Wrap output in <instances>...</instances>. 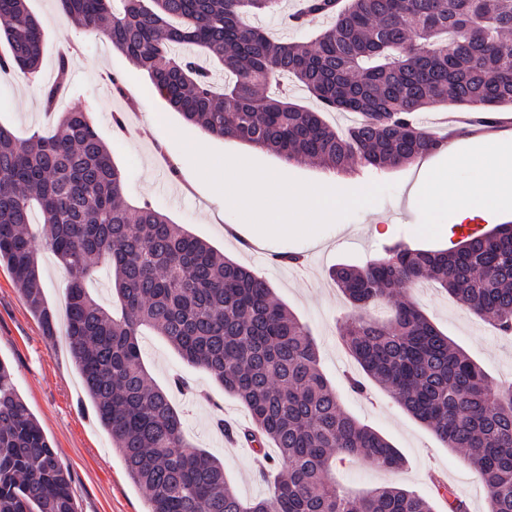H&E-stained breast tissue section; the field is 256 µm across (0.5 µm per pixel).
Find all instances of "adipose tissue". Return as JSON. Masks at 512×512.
I'll list each match as a JSON object with an SVG mask.
<instances>
[{
    "label": "adipose tissue",
    "instance_id": "ef3b65f1",
    "mask_svg": "<svg viewBox=\"0 0 512 512\" xmlns=\"http://www.w3.org/2000/svg\"><path fill=\"white\" fill-rule=\"evenodd\" d=\"M461 166L468 170L463 181L457 177ZM223 194L233 199L240 213L259 220L271 235L301 230L305 217L326 218L344 205L366 201L364 193L341 186L328 193L307 187L285 192L272 178L242 164L225 174ZM417 194L424 209L448 213L458 224L484 213L489 203H512V138L479 140L463 159L449 151L447 168L426 173Z\"/></svg>",
    "mask_w": 512,
    "mask_h": 512
}]
</instances>
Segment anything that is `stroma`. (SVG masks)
<instances>
[{"instance_id": "35a3bbf8", "label": "stroma", "mask_w": 512, "mask_h": 512, "mask_svg": "<svg viewBox=\"0 0 512 512\" xmlns=\"http://www.w3.org/2000/svg\"><path fill=\"white\" fill-rule=\"evenodd\" d=\"M27 4L50 43L40 63V78L53 76L60 41L78 42L80 52L71 75L73 88L63 97L61 107L91 106L93 125L125 174L128 204L152 201L172 222L267 278L280 302L310 327L322 370L344 409L383 435L404 458L403 466L392 472L359 459L337 463V483L356 493L394 485L431 498L435 483L441 482L461 490L468 512H488L486 490L461 456L411 417L383 386L370 383L368 394L362 396L347 391L345 378L357 366L343 350L337 332L353 309L328 275L342 262L367 264L381 256L384 245L393 242L447 248L458 240L460 234L454 232L447 215L432 217L412 197L422 171L446 168V155L438 152L383 172L357 169L345 180L367 190L366 206L348 208L338 220L313 223L303 233L266 235L261 225L244 222L230 205L214 199L212 187L222 182L225 166L242 161L284 185L323 189L334 181V172L310 162L288 163L272 153L208 135L155 97L147 73L124 54L104 40L78 32L62 15L56 0H27ZM111 73L124 75L133 95L150 100L149 111L141 115L140 140L118 138L112 133L115 103L104 95ZM27 86V81L14 74L0 73V124L21 138L51 129L38 99L27 97ZM201 141L207 145L210 160L205 172L194 151ZM158 142L167 144L180 158V179H170L158 163L154 148ZM288 251L304 255L305 270L275 261V254ZM38 263L45 300L56 315L55 332L45 336L10 271L0 266V360L9 366L20 395L69 468L77 512H146L145 496L129 478L111 438L99 425L69 351L68 274L50 251L40 250ZM410 297L488 373L493 384L512 383V337L499 335L487 320L434 285L413 289ZM140 346L153 383L164 388L172 377L180 375L196 389L192 395H172L187 441L223 462L229 482L242 498L265 496L268 482L258 476L254 454L225 441L213 425L214 414L219 411L226 422L247 427V408L203 369L182 360L163 337L145 332Z\"/></svg>"}]
</instances>
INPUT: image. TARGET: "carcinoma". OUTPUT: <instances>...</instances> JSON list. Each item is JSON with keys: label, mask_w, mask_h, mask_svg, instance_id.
I'll list each match as a JSON object with an SVG mask.
<instances>
[{"label": "carcinoma", "mask_w": 512, "mask_h": 512, "mask_svg": "<svg viewBox=\"0 0 512 512\" xmlns=\"http://www.w3.org/2000/svg\"><path fill=\"white\" fill-rule=\"evenodd\" d=\"M75 29L147 71L158 95L211 136L348 172L408 165L445 147L422 124L433 103L492 124L512 106V0H305L297 25L324 22L309 42L275 41L252 19L280 0H56ZM7 49L0 72L33 81L48 48L26 0H0ZM73 60L57 51L40 104L53 133L17 139L0 124V263L53 335L37 242L69 273L67 340L97 420L147 512H435L404 489H339L333 463L362 457L392 471L403 458L341 406L308 328L254 270L171 222L151 201L131 206L124 177L87 107L60 110ZM289 79L315 111L270 92ZM127 99L123 76L108 77ZM322 110L358 121L341 133ZM106 262L120 310L87 285ZM329 276L354 314L345 351L403 409L456 450L486 489L489 512H512V385L486 372L403 294L435 284L512 336V222L445 249L396 242L363 267ZM387 305L388 320L371 310ZM163 336L249 410L236 433L259 463L288 476L265 497L236 494L224 465L184 441L167 391L142 361L139 337ZM277 448V460L265 448ZM0 512H77L69 469L0 360Z\"/></svg>", "instance_id": "carcinoma-1"}]
</instances>
